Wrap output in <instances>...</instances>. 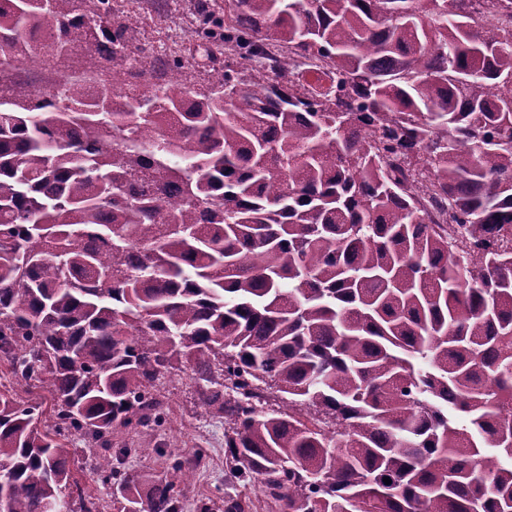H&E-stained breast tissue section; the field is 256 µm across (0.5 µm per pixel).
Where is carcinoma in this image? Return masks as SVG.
<instances>
[{"instance_id": "cac0c4a2", "label": "carcinoma", "mask_w": 512, "mask_h": 512, "mask_svg": "<svg viewBox=\"0 0 512 512\" xmlns=\"http://www.w3.org/2000/svg\"><path fill=\"white\" fill-rule=\"evenodd\" d=\"M0 0V512H180L202 464L113 463L183 365L278 512H512V0H198L207 70L112 0ZM331 84L295 78L297 58ZM389 478L391 484L383 482ZM71 448V469L74 475L81 480V483H86L88 492L93 497L99 498L105 508V512L112 511V499L109 496V489L100 482L96 483L91 480V472L95 464L94 456L89 453L79 441H75L70 445Z\"/></svg>"}]
</instances>
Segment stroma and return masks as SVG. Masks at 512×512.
Listing matches in <instances>:
<instances>
[{
    "label": "stroma",
    "mask_w": 512,
    "mask_h": 512,
    "mask_svg": "<svg viewBox=\"0 0 512 512\" xmlns=\"http://www.w3.org/2000/svg\"><path fill=\"white\" fill-rule=\"evenodd\" d=\"M195 0H167L156 9L153 0H116V14L136 21L137 44L156 48L184 58L194 54L192 33L198 25L193 12ZM157 393L168 408L164 424L153 440L158 452L150 457L123 459V469L162 474L169 464L193 458L204 452L206 462L193 484L184 492L181 512H197L199 501L209 499L222 505L225 496L249 497L251 512H271L270 502L258 488H243L229 475L224 445V419L205 410L198 401L197 388L189 370L164 374L157 382Z\"/></svg>",
    "instance_id": "1"
}]
</instances>
